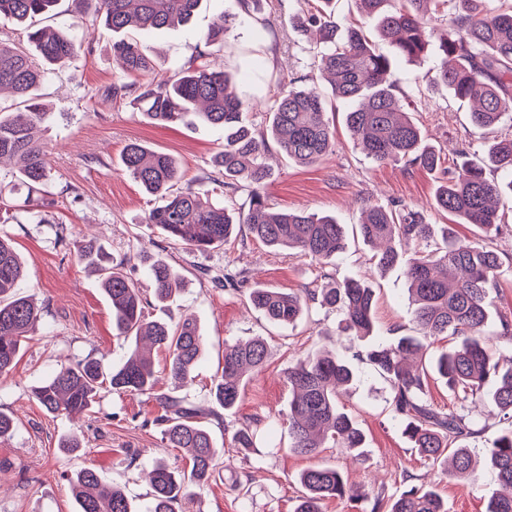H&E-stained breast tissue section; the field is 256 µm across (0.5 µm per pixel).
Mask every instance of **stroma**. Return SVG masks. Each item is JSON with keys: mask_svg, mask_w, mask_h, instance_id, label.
<instances>
[{"mask_svg": "<svg viewBox=\"0 0 512 512\" xmlns=\"http://www.w3.org/2000/svg\"><path fill=\"white\" fill-rule=\"evenodd\" d=\"M261 7L279 34L278 51H271L269 38L260 37L248 21L238 19L224 37V48L215 49L210 60L213 69L235 71L237 92L256 102L247 118L260 129L266 126L260 100L266 94L267 70L276 66L296 76L310 74L315 44L311 32L290 22L301 9L300 0H262ZM231 9L232 0H203L187 25L145 31L139 39L162 70L171 73L190 57L198 36L219 12ZM89 41L88 51L37 91L49 114L35 132L50 149L46 186L34 191L18 187L14 165H0V199L9 206L0 235L10 238L25 268L19 293L40 309L35 332L21 345L18 365L0 377V412L15 422L12 433L0 438V512H75L69 480L87 467L121 487L135 512H150L145 466L159 459L173 468L186 466L181 449L165 446L162 428L154 422L161 409L149 396L106 389L89 412L69 417L48 413L31 394L34 386L75 360L95 358L109 369L126 355L127 344L112 326V304L100 276L76 259L77 242L89 239L141 288L147 320L172 324L187 315L200 326L205 345L189 389L171 383L166 352L153 351L160 392L210 408V389L221 374L225 343L255 336L267 341L266 367L247 380L235 414L221 424L208 421L219 466L182 504L181 512H293L302 491L298 475L315 462L336 467L360 493L383 496L388 503L423 483L436 487L448 512H486L489 499L502 491L495 474L481 470L473 487L420 458L393 418L388 384L367 361L354 358L349 340L335 339L336 312L315 303L294 324L277 325L248 305L242 293L218 284L225 273H243L249 286L296 293L327 277L359 279L375 292L374 338L417 336L421 329L412 319L402 268L378 272L371 249L358 237L349 239L346 250L324 265L270 249L248 236L200 253L146 224L158 201L121 171L125 146L138 142L180 159L183 185L221 203L228 200V191L207 176L224 143V130L191 123L159 125L130 104H113L107 90L125 75L112 56V33L97 28ZM375 49L389 56L391 77L411 100L426 144L441 155H454L465 145L471 160L483 161L496 137L512 131L506 121L492 129L471 124L472 100L454 97L434 80L441 61L437 50L410 62L396 56L387 41L376 40ZM333 106L336 145L325 159L300 166L271 148L267 162L273 175L265 195L272 207L330 215L338 223L354 225L361 222L368 204L398 202L426 208L431 223H447V214L429 208L438 174L374 162L354 145L345 125L349 102L339 99ZM454 232L488 246L501 259L512 258L511 209L503 211L500 232L487 234L470 224L455 225ZM156 258L165 259L184 281L182 290L164 303L155 299L146 275L149 260ZM332 349L349 357L357 377L341 402L365 434L364 455L358 460L339 448L322 449L313 460L288 450L283 415L290 393L285 373L298 360ZM499 418L498 409L489 403L470 405L468 448L478 453L488 447L500 429ZM253 420L262 430L256 448L236 450L235 430ZM68 435L78 437V451L60 450V440Z\"/></svg>", "mask_w": 512, "mask_h": 512, "instance_id": "stroma-1", "label": "stroma"}]
</instances>
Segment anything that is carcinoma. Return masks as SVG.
I'll return each mask as SVG.
<instances>
[{"label": "carcinoma", "instance_id": "obj_1", "mask_svg": "<svg viewBox=\"0 0 512 512\" xmlns=\"http://www.w3.org/2000/svg\"><path fill=\"white\" fill-rule=\"evenodd\" d=\"M59 0H0V21L35 22L49 14ZM73 26L86 36L102 24L115 34L112 54L130 82L112 85V102H129L158 124H177L192 116L224 128V145L214 161L220 184L246 195L242 204L220 205L203 198L192 187L181 188L180 164L169 154L155 152L136 142L122 153L124 173L144 190L158 197L146 223L161 229L175 242L198 252L222 246L246 234L272 248H288L318 263H325L346 248L344 225L332 217L267 206L263 189L271 176L264 162L274 143L289 160L312 165L327 157L335 146V131L326 118L329 99L313 87H298V79L278 77L269 86L268 124L260 130L244 118L248 102L228 91L232 75L210 67L212 47L224 44V23L239 15L263 29H271L259 0H235L236 13L219 16L213 27L199 36L188 60L172 76L160 78L156 61L127 36L134 30H159L187 23L202 0H73ZM333 0H303L304 18L299 27L319 28L320 42L331 47L313 54V69L328 77L332 99L353 104L346 125L356 145L377 163H405L428 172L437 169L448 179L436 188L431 208L455 217L460 224L489 230L501 223V198H512V133L497 139L488 161L476 165L459 155L450 160L424 144L419 126L405 109V95L388 78L390 61L376 53L364 30L356 27L336 39V21L329 7ZM455 11L446 29L428 30L433 15H441L448 0H358V8L375 22L378 35L389 41L396 55L408 60L424 55L437 36L438 50L453 64L443 62L435 79L457 98L478 102L471 112L474 125L498 126L512 120V6L476 10L477 0H454ZM28 40L45 62L39 68L29 55L0 40V91L7 89L23 103L27 119L0 112V159L19 162L18 179L35 189L48 177V146L32 132L46 117L34 91L84 46L69 29L44 27L28 32ZM499 172L507 182L488 177ZM363 242L372 247L385 243L372 259L380 270L402 262L409 282L414 321L424 338L398 336L392 340L365 341L373 329L374 291L358 279L330 278L301 294L274 288H251L246 298L272 323H294L309 304L317 302L340 315L337 333L351 336L357 357L369 362L390 388L391 406L403 432L418 455L440 461L453 449L448 476L477 484L478 470L462 441L470 434L465 411L474 398L484 395L502 413L501 429L484 449L486 463L502 485L512 489V356L497 358L488 325L492 317V291L504 272L503 261L493 250L459 239L450 224L430 223L422 210L404 205H370L358 225ZM81 262L102 272V286L112 301V324L118 335L133 340L124 361L106 371L85 358L62 367L50 380L34 387L32 394L49 413L80 415L95 403L101 390L137 391L158 401L163 440L169 448H185L189 472L155 463L148 473L153 493L152 512H176L189 489L206 484L216 470L217 450L203 419L207 413L184 398L156 393L153 361L141 341L168 353V376L178 387L191 384L204 338L197 321L183 318L173 325L149 321L140 288L119 266L105 267L104 254L87 241L77 248ZM22 266L10 241L0 235V376L13 371L21 341L38 321L32 301L15 293ZM147 274L159 301L171 297L181 281L169 263L158 258ZM451 338L454 344L438 350L432 369L457 399L455 408L438 410L425 399L428 373L412 371L409 359L434 343ZM268 356L267 343L255 337L244 343L224 344V366L214 384V398L230 412L242 398V377L260 372ZM355 380L349 361L333 353L309 356L288 368L286 384L292 398L288 409L289 451L313 457L327 442L353 457L360 455L365 436L356 420L340 405L346 387ZM258 425L236 430L237 448L256 447ZM303 495L294 512H323L334 498L357 501L353 487L334 467L315 464L299 475ZM78 512H132L124 492L106 487L93 468H84L72 482ZM389 512H447L440 494L426 484L413 485L397 498Z\"/></svg>", "mask_w": 512, "mask_h": 512}]
</instances>
